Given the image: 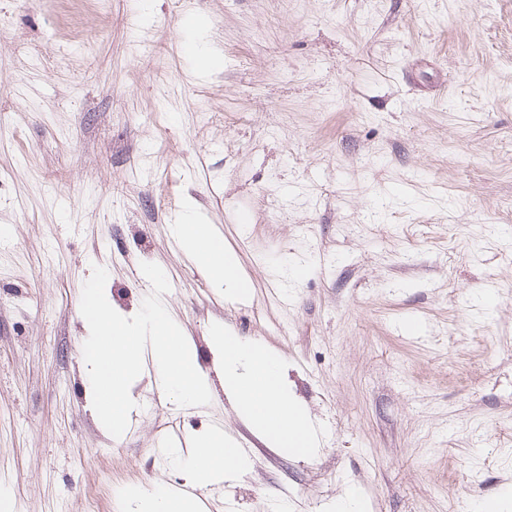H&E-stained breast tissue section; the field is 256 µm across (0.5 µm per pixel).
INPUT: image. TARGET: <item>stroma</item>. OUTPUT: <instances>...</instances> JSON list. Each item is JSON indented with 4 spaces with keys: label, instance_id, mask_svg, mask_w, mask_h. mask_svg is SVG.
<instances>
[{
    "label": "stroma",
    "instance_id": "stroma-1",
    "mask_svg": "<svg viewBox=\"0 0 512 512\" xmlns=\"http://www.w3.org/2000/svg\"><path fill=\"white\" fill-rule=\"evenodd\" d=\"M190 205L248 299L177 248ZM0 227V512H122L124 489L184 487L166 451L213 427L248 464L198 488L204 512L512 491V0H0ZM144 262L211 402L143 376L115 438L81 293L102 266L136 314ZM218 324L281 357L312 456L239 412Z\"/></svg>",
    "mask_w": 512,
    "mask_h": 512
}]
</instances>
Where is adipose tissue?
Returning a JSON list of instances; mask_svg holds the SVG:
<instances>
[{"label": "adipose tissue", "mask_w": 512, "mask_h": 512, "mask_svg": "<svg viewBox=\"0 0 512 512\" xmlns=\"http://www.w3.org/2000/svg\"><path fill=\"white\" fill-rule=\"evenodd\" d=\"M179 248L211 279L237 298L247 283L234 256L224 248L222 238L212 235L210 226L198 224L194 211L171 227ZM211 344L224 381L234 393L247 420L275 443L297 447L295 421L304 417L301 405L292 399L284 382L283 363L267 349L259 348L223 328L211 332ZM177 466L188 472L191 483L206 482L240 469L245 458L240 449L225 441L224 433L210 429L192 435L187 447L170 449ZM198 496L173 494L159 488L151 493H132L126 498V512H201Z\"/></svg>", "instance_id": "1"}]
</instances>
